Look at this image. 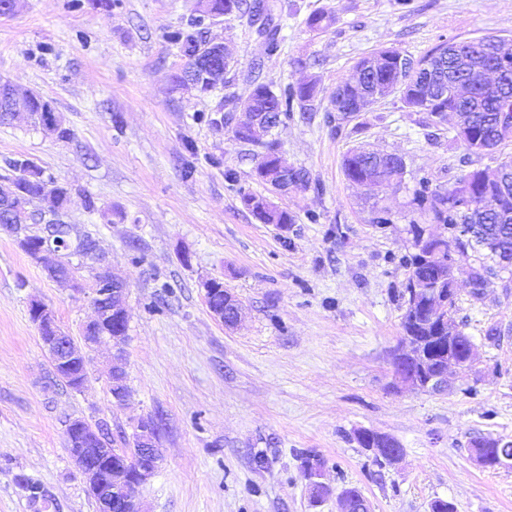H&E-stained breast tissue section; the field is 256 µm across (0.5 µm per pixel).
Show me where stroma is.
Returning <instances> with one entry per match:
<instances>
[{"instance_id": "35a3bbf8", "label": "stroma", "mask_w": 512, "mask_h": 512, "mask_svg": "<svg viewBox=\"0 0 512 512\" xmlns=\"http://www.w3.org/2000/svg\"><path fill=\"white\" fill-rule=\"evenodd\" d=\"M271 2L283 37L276 55L238 16L209 27L235 65L207 95L175 85L186 60L168 39L188 30L197 0H112L108 11L91 0H22L0 16V80L40 93L70 132L61 139L24 118L0 125V165L28 158L75 196L67 223L98 241L126 285L131 389L113 403L107 343L90 352L83 391L55 376L29 302L80 338L94 316L90 263L72 258L84 285L73 290L0 229V512H33L20 475L49 491L42 512H96L66 421L107 426L120 448L146 416L161 423L164 460L139 490L144 512H338L348 487L373 512H429L438 498L458 512H512V466L485 469L469 452L479 435L512 441V288L497 280L474 298L461 262L455 320L478 360L444 392L392 386L414 230H440L415 192L420 179L444 187L467 172L466 150L395 95L345 117L330 105L337 80L377 50L418 59L453 39L512 38V0ZM321 8L336 22L316 34L304 21ZM309 76L320 80L313 111L273 133L310 179L278 198L295 217L284 230L243 207L241 191H267L253 176L258 149L215 124L214 109L231 95L242 117L253 78L279 86ZM358 145L402 157L400 185L380 194L350 182L342 160ZM380 208L390 223H375ZM208 279L239 299L236 326L211 315ZM361 429L398 442L401 460L373 466L355 440ZM306 454L332 487L317 502Z\"/></svg>"}]
</instances>
